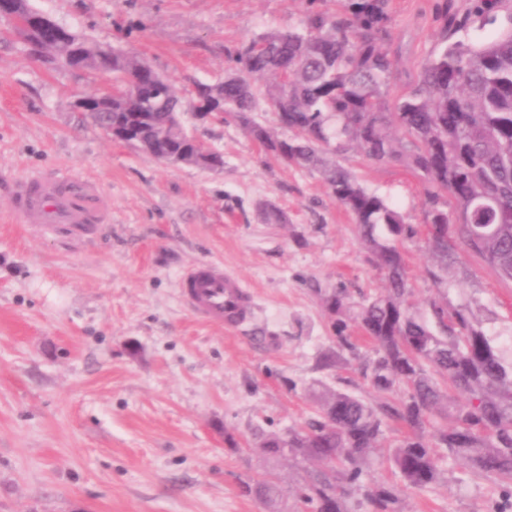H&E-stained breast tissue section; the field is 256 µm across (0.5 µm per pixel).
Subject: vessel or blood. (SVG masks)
Instances as JSON below:
<instances>
[{"instance_id": "vessel-or-blood-1", "label": "vessel or blood", "mask_w": 512, "mask_h": 512, "mask_svg": "<svg viewBox=\"0 0 512 512\" xmlns=\"http://www.w3.org/2000/svg\"><path fill=\"white\" fill-rule=\"evenodd\" d=\"M13 207L21 223L61 225L77 237L86 235L93 225L110 220L108 206L95 183L71 175L34 174L18 180ZM179 288L185 306L206 323L238 329L254 318L253 293L239 276L218 264H195L181 276Z\"/></svg>"}]
</instances>
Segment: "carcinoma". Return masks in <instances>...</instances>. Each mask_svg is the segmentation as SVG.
I'll return each instance as SVG.
<instances>
[{"label":"carcinoma","mask_w":512,"mask_h":512,"mask_svg":"<svg viewBox=\"0 0 512 512\" xmlns=\"http://www.w3.org/2000/svg\"><path fill=\"white\" fill-rule=\"evenodd\" d=\"M501 8L503 0H478L470 17L445 15V28L456 34L477 21H494ZM388 21V0H354L335 15L312 11L301 30H269L244 43L223 81L195 88L198 99L223 108L280 163L320 174L354 216L387 281L385 293L363 299L354 311L343 292L326 297L336 344L319 357L323 369L347 364L344 352L356 350L348 321L357 323L374 351L357 370L380 399L371 403L348 392L317 390L316 418L286 435L259 437L267 461L310 464L298 491L307 512H349L353 494L371 512H401L395 487L370 473V458L385 442L389 421L404 429L388 461L405 487L422 490L436 483L444 451L472 473L497 480L512 498V363L504 362L468 304L453 307L433 298L427 302L431 319L417 315L401 247L427 237L436 284L443 283L460 247L512 280L509 23L486 42L445 46L425 63L413 90L392 106L384 94L394 71ZM45 53V63L81 70L90 58L97 64L112 56V103L90 113L96 125L110 114L112 127L134 137L168 126L174 136L161 151L198 149L181 122L174 87L157 80L135 53L74 31ZM260 99L290 136L253 121ZM350 142L367 161L399 164L427 184L425 224L406 223L385 199L324 159L323 151L341 152ZM442 193L456 202L455 222L438 206ZM240 493L278 512L276 478L243 481Z\"/></svg>","instance_id":"carcinoma-1"}]
</instances>
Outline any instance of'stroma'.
Listing matches in <instances>:
<instances>
[{
  "mask_svg": "<svg viewBox=\"0 0 512 512\" xmlns=\"http://www.w3.org/2000/svg\"><path fill=\"white\" fill-rule=\"evenodd\" d=\"M344 0H31L63 26L138 54L181 95L223 78L229 55L270 29H302L310 12ZM474 0H389L395 59L388 101L415 86L444 46L442 9L464 16ZM112 78L31 57L0 40V512H264L240 482L277 471L282 512H300L301 472L251 451L255 434L313 417L319 385L373 402L354 366L322 370L335 342L325 298L383 293L357 225L317 171L284 166L232 120L184 123L224 168L158 162L112 140L79 96ZM406 223L425 221L424 184L396 164L332 153ZM61 171L94 181L112 221L77 239L60 228L17 223L14 179ZM284 215L264 219L268 208ZM403 251L414 301L446 293L470 304L505 359H512V281L458 250L448 286L428 276L424 237ZM198 261L238 274L257 304L251 326L208 325L179 294ZM272 337L258 349L253 332ZM440 481L401 490L403 512H499L495 480L452 457Z\"/></svg>",
  "mask_w": 512,
  "mask_h": 512,
  "instance_id": "35a3bbf8",
  "label": "stroma"
}]
</instances>
